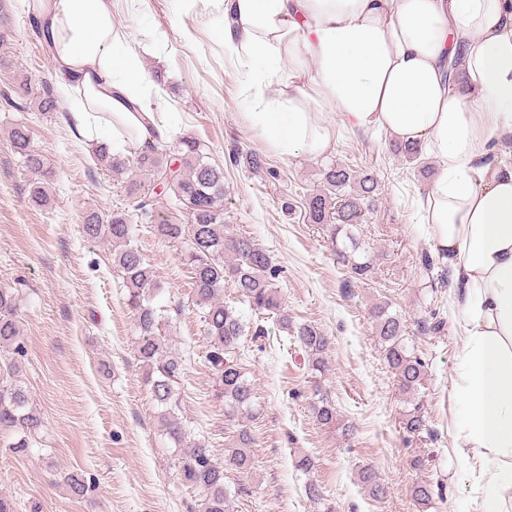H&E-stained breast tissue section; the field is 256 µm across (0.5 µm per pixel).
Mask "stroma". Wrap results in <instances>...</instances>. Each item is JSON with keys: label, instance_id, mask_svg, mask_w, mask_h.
Here are the masks:
<instances>
[{"label": "stroma", "instance_id": "obj_1", "mask_svg": "<svg viewBox=\"0 0 512 512\" xmlns=\"http://www.w3.org/2000/svg\"><path fill=\"white\" fill-rule=\"evenodd\" d=\"M112 12L154 79L151 93L163 102L159 121L174 126L159 148H173L183 136L205 144L208 161L224 169L227 233L269 250L292 321L332 341L331 368L322 376L309 370L302 348L285 349L275 333L251 355L254 465L247 474H225L233 512H317L305 493L313 480L336 512H474L483 495L481 462L454 446L461 313L447 268L425 261L433 253L427 229L413 221L415 203L433 180L422 171L427 157L406 162L386 136L340 126L331 153L282 158L244 116V77L224 57L215 0H112ZM5 13L0 85L22 76L53 81L55 66L31 27L27 0H6ZM20 121L53 171L51 202L43 207L29 201L33 176L9 141ZM253 153L263 156L264 168L249 167ZM333 163L373 173L381 185L356 228L375 265L374 278L363 283L348 282L329 227L305 217L306 195L321 189L322 171ZM141 179L135 168L116 176L98 165L67 100L47 114L34 105L19 112L0 100V287L19 291L26 355L17 380L44 421L24 457L9 451V435H0V494L13 499L17 512H198L203 494L178 478L180 451L160 426L136 357V318L111 247L79 233L83 211L129 206L128 185ZM134 229L161 286L153 300L160 333L186 359L178 415L193 438L223 456L238 423L225 416L204 362L203 325L182 259L186 243L161 241L149 224ZM378 303L401 317L404 344L426 366L417 396L403 393L384 363L371 317ZM437 321L439 332L421 331ZM322 397L336 407L335 425L313 418L311 406ZM415 407L427 428L414 435L403 419ZM300 454L315 457L314 473L295 469ZM417 458L422 467H414ZM367 464L388 487L383 500L361 487L358 473ZM73 472L88 487L79 499L64 482ZM420 482L433 489L424 505L412 498Z\"/></svg>", "mask_w": 512, "mask_h": 512}]
</instances>
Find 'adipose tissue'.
Here are the masks:
<instances>
[{
  "instance_id": "adipose-tissue-1",
  "label": "adipose tissue",
  "mask_w": 512,
  "mask_h": 512,
  "mask_svg": "<svg viewBox=\"0 0 512 512\" xmlns=\"http://www.w3.org/2000/svg\"><path fill=\"white\" fill-rule=\"evenodd\" d=\"M247 121L283 158L329 152L337 123L424 147L416 220L447 264L466 335L455 395L485 512L512 500V0H219ZM81 134L113 157L165 136L152 78L108 0H33Z\"/></svg>"
}]
</instances>
